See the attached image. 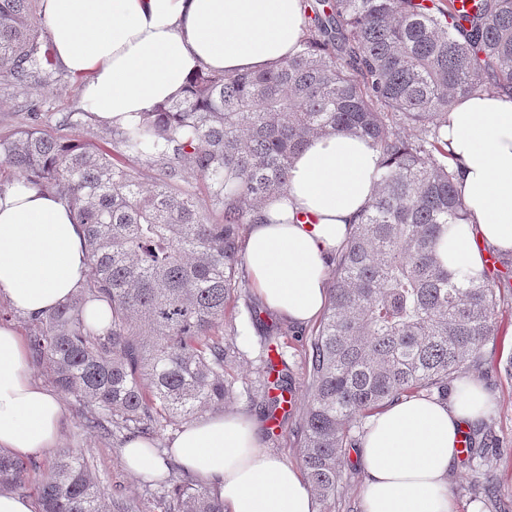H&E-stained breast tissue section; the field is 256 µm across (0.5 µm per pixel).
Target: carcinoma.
Wrapping results in <instances>:
<instances>
[{
    "label": "carcinoma",
    "mask_w": 512,
    "mask_h": 512,
    "mask_svg": "<svg viewBox=\"0 0 512 512\" xmlns=\"http://www.w3.org/2000/svg\"><path fill=\"white\" fill-rule=\"evenodd\" d=\"M305 3L293 56L260 73H196L182 96L112 125L110 155L41 128L28 92L47 60L38 0H0V85L22 91L30 113L0 137V165L61 196L87 229L83 288L34 318V357L86 409L87 428L154 441L177 420L224 410L242 350L237 331L215 328L242 298L263 331L264 373L277 372L260 395L275 418L290 391L288 367L273 361L285 363L281 327L251 302L242 234L285 195L292 159L312 137L348 131L372 143L377 191L333 257L329 305L307 343L302 460L319 512H333L366 418L407 397L447 400L455 374L480 364L495 335L490 270L463 284L435 245L468 220L441 130L463 99L512 93V0ZM126 158L158 172L151 187ZM187 162L195 185L184 183ZM92 303L106 305L108 324L87 321ZM497 452L472 438L467 460L487 467ZM172 482L165 512H224L217 487L183 469ZM27 485L40 512H125L72 450L47 466L0 451V493Z\"/></svg>",
    "instance_id": "carcinoma-1"
}]
</instances>
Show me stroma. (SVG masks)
I'll list each match as a JSON object with an SVG mask.
<instances>
[{
    "mask_svg": "<svg viewBox=\"0 0 512 512\" xmlns=\"http://www.w3.org/2000/svg\"><path fill=\"white\" fill-rule=\"evenodd\" d=\"M46 71L47 78L36 81L34 97L40 105L42 128L54 131L63 113L83 111L84 105L76 82L66 71L54 64L48 65ZM500 295L503 303L498 313V329L483 350V362L478 368L463 370L462 375L484 386L490 406L480 426L492 431L504 452L486 471L457 460L447 478L455 512H489L488 503L476 493L477 486L486 480L512 501V380L494 375L495 367L512 359V286L502 285ZM227 314L244 337V355L232 370L234 397L226 409L259 417V407L250 392L259 377L260 336L250 323L244 302L230 304ZM287 342L286 360L296 407L281 419L278 427L261 420L259 443L267 452L298 465L302 462V448L297 428L308 406L310 378L302 341L291 335ZM60 400L64 409L61 433L54 448L41 453V461L50 462L56 452L68 448L82 450L109 495L130 503L135 512H162L160 498L168 489L164 479L129 472L122 462V441L88 430L84 425L86 410L72 396L64 394Z\"/></svg>",
    "mask_w": 512,
    "mask_h": 512,
    "instance_id": "1",
    "label": "stroma"
}]
</instances>
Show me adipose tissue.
<instances>
[{"label":"adipose tissue","mask_w":512,"mask_h":512,"mask_svg":"<svg viewBox=\"0 0 512 512\" xmlns=\"http://www.w3.org/2000/svg\"><path fill=\"white\" fill-rule=\"evenodd\" d=\"M53 62L78 81L100 118L123 123L180 95L189 76L268 69L293 54L304 32L303 0H40ZM443 139L458 167L469 221L437 244L443 264L480 277L490 253L512 254V95L490 90L448 114ZM380 156L348 132L313 137L295 157L288 189L268 203L244 245L246 276L271 311L293 324L327 303L326 266L374 196ZM85 230L53 192L26 183L0 194V295L26 316L69 301L85 281ZM462 381L452 403L412 397L371 417L357 449L363 512H455L446 478L462 430L487 408ZM62 405L36 383L28 349L0 324V449L41 454L58 437ZM251 416L224 413L184 426L168 451L217 486L227 512H316L302 470L258 445ZM122 458L160 477L154 443L132 438Z\"/></svg>","instance_id":"adipose-tissue-1"}]
</instances>
